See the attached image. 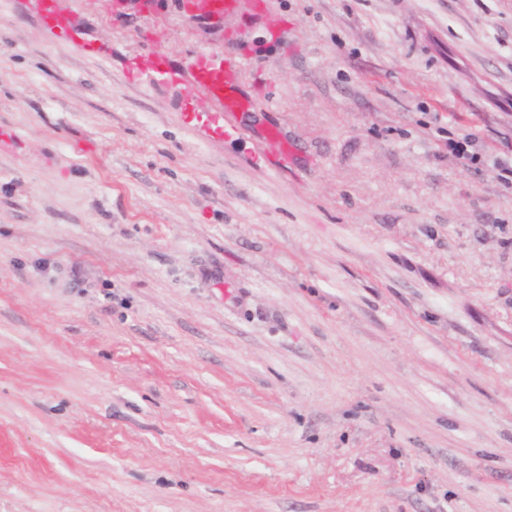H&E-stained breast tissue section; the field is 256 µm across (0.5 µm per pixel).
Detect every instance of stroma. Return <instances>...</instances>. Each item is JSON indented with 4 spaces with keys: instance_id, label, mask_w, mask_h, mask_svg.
<instances>
[{
    "instance_id": "35a3bbf8",
    "label": "stroma",
    "mask_w": 512,
    "mask_h": 512,
    "mask_svg": "<svg viewBox=\"0 0 512 512\" xmlns=\"http://www.w3.org/2000/svg\"><path fill=\"white\" fill-rule=\"evenodd\" d=\"M0 0V512H512V0ZM173 68L251 48L221 141ZM277 126L288 171L257 163ZM36 5L47 27L66 34L73 31L69 18L58 10L56 0H36ZM204 8H200L197 2L193 6L200 12L206 10L208 14H217L224 17L245 13L249 10L253 15L269 17V0H202Z\"/></svg>"
}]
</instances>
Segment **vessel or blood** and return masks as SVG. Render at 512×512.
Masks as SVG:
<instances>
[{
	"mask_svg": "<svg viewBox=\"0 0 512 512\" xmlns=\"http://www.w3.org/2000/svg\"><path fill=\"white\" fill-rule=\"evenodd\" d=\"M38 12L47 27L64 33H71L72 27L67 16L63 15L56 0H36ZM207 13L235 15L251 12L255 15H268L267 0H205ZM245 60L244 54H228L225 57H201L192 62L186 70H173L161 51H154L148 66L159 82H190L202 91L216 105L214 111L202 113L203 127L210 137L221 139L234 132L232 123L245 100L239 90L238 75ZM263 158L268 167L285 171L292 165L294 148L279 131H267L263 141Z\"/></svg>",
	"mask_w": 512,
	"mask_h": 512,
	"instance_id": "1",
	"label": "vessel or blood"
}]
</instances>
